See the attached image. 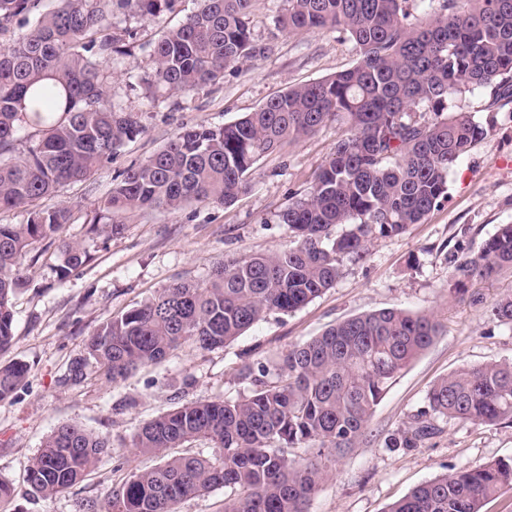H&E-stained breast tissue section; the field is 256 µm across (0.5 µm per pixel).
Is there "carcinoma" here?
Segmentation results:
<instances>
[{
    "instance_id": "carcinoma-1",
    "label": "carcinoma",
    "mask_w": 512,
    "mask_h": 512,
    "mask_svg": "<svg viewBox=\"0 0 512 512\" xmlns=\"http://www.w3.org/2000/svg\"><path fill=\"white\" fill-rule=\"evenodd\" d=\"M40 2L0 0V35L30 25L0 47V209L29 207L26 223L0 224V351L14 339L15 270L28 254L38 262L35 244L59 241L62 278L92 261L85 247L62 238L69 212L40 210L35 202L91 177L143 132L138 113L112 102V62L133 38L126 29L112 30L113 11L152 19L174 12L179 0H59L45 12ZM251 2L200 0L154 43L149 84L190 93L259 56ZM278 23L290 31L344 30L356 64L276 95L234 122L180 128L160 151L122 173L103 210L230 205L251 187L261 157L336 120L345 129L330 160L309 191L278 215L296 245L172 284L107 320L71 363L72 379L93 365L115 381L186 341L220 348L272 312L306 306L335 285L343 258L363 259L375 238L404 234L448 198V171L487 135L456 104L458 96L485 88L493 102H512V0H288ZM420 109L434 118L411 116ZM22 129L27 146L19 156ZM340 225L347 230L332 236ZM448 267L450 288L461 294L471 282L512 273V224L499 225L475 255L449 254ZM491 315L512 326V292L491 304ZM439 329L431 314L381 309L289 350L272 380L266 365L246 367L247 395L183 404L145 424L133 447L161 463L134 473L86 512H175L182 500L218 486L231 490L224 512H308L336 457L365 437L392 381ZM26 372L22 362L0 366V400ZM451 420L512 422V361L467 365L434 382L424 406L385 446L416 448ZM199 437L213 443L212 455L169 454ZM106 447L80 426L57 427L28 466L30 491L49 497L71 488ZM298 448L316 456L299 461ZM505 488L512 489V458L438 476L384 512H482Z\"/></svg>"
}]
</instances>
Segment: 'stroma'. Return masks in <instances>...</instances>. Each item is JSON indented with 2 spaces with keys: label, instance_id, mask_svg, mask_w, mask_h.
<instances>
[{
  "label": "stroma",
  "instance_id": "1",
  "mask_svg": "<svg viewBox=\"0 0 512 512\" xmlns=\"http://www.w3.org/2000/svg\"><path fill=\"white\" fill-rule=\"evenodd\" d=\"M199 0H180L176 12L142 20L120 12L112 21L134 33L129 55L119 57L112 96L139 113L143 132L92 177L64 185L37 206L68 208L64 235L93 259L67 278L56 272L58 252L48 248L37 263L22 262L23 284L12 297L14 343L0 363L21 361L29 371L14 394L0 401V480L12 487L0 512H79L101 500L134 472L158 459L135 450L132 440L148 421L182 404L234 399L247 391L241 369L274 364L325 328L361 313L399 308L433 314L441 330L389 387L366 437L339 459L309 512H384L424 481L452 469L474 468L512 457V425L449 421L420 447L390 449L386 438L404 429L424 404L430 386L466 364L512 360V327L493 320L490 306L512 291V275L473 283L472 304L449 288V252H478L499 225L512 224V102L491 104L485 90L457 103L487 128V136L448 173V200L400 236L374 241L366 258L343 259L333 288L295 312L270 313L221 348L183 343L165 361L107 380L87 367L68 378L89 334L108 319L139 305L156 291L205 279L219 264L295 244L279 213L305 193L336 144L339 126H327L261 158L252 187L235 203H192L176 212L130 211L114 217L99 201L125 169L159 151L183 126H221L257 109L289 88L352 67L357 59L347 34L322 29L290 32L277 17L287 0H253L250 27L263 55L225 69L219 83L185 95L149 89L153 43L164 30L195 11ZM120 223L112 237L91 236L92 223ZM74 424L105 436L111 445L88 477L55 496L32 495L26 468L56 427Z\"/></svg>",
  "mask_w": 512,
  "mask_h": 512
}]
</instances>
